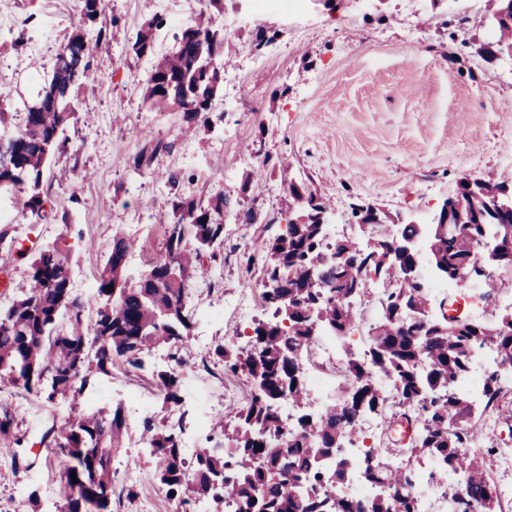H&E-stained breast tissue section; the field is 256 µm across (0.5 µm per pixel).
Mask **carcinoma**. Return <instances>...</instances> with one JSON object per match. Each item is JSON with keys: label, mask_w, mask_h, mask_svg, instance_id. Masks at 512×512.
I'll use <instances>...</instances> for the list:
<instances>
[{"label": "carcinoma", "mask_w": 512, "mask_h": 512, "mask_svg": "<svg viewBox=\"0 0 512 512\" xmlns=\"http://www.w3.org/2000/svg\"><path fill=\"white\" fill-rule=\"evenodd\" d=\"M488 11L498 39L480 52L512 56V0H489ZM162 25L155 16L141 26L132 42L136 54L153 50ZM223 47L224 37L199 18L184 29L177 50L156 65L146 100L160 109H179L191 132L209 126L224 68ZM90 53L84 36L74 35L56 55L24 124L0 133V188L16 189L15 206L26 220L36 221L45 211L43 171L62 150L59 131L75 116L72 90L88 71ZM510 200L512 184L505 180L463 178L448 225L432 224L424 231L419 224H401L394 235L330 242L327 227L315 221L326 208L322 198L304 182L284 186L285 229L259 237L246 259L248 270L263 265L270 283L263 299L275 320H257L245 344L234 349L218 344L212 352L224 370L248 377L249 405L229 422L215 424L218 441L198 449L191 467L181 456L175 427H161L151 418L144 423L141 439L161 460L156 478L172 499L181 504L207 499L209 512H226L230 505L235 512H418L411 472L391 468L370 453L356 463L344 451L359 437L361 417L385 409L390 385L397 404L418 403L424 410L402 452L428 455L461 480L448 497V512H473L475 506L479 512H504L485 457L465 451L480 430L459 384L479 345L493 347L500 361L512 366V311L493 323L460 314L432 320L428 285L417 288L403 272L416 257L407 246L419 240L430 265L452 283L465 281L478 264L512 272V222L505 223L499 209ZM171 206L173 221L163 228L166 256L146 272L133 277L127 271L134 241L120 235L112 239L97 280L94 321L85 316L90 303L70 288L69 254L56 246L34 253L29 290L0 309V384L44 394L49 401L65 398L75 407L55 440L67 461L64 512H112L115 473L109 459L124 445V419L119 407L81 409L79 398L91 374L117 361L143 371L147 354L165 345L169 365L152 369V376L164 402H178L194 324L192 284L203 270V257L224 244V225L212 214L232 211L244 224L260 221L254 210L222 195L207 206L178 198ZM260 222L268 230L279 217L267 215ZM373 273L392 277V288L369 328L365 359L347 361L351 383L342 387V398L314 416L306 412L297 358L319 332L345 334L357 319V302L369 296L365 281ZM485 389L488 405L511 419L512 401L496 376L487 377ZM284 402L295 410L290 433L281 429ZM351 476L385 484L390 493L366 498L326 493L325 486L342 485Z\"/></svg>", "instance_id": "carcinoma-1"}]
</instances>
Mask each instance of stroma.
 Here are the masks:
<instances>
[{"mask_svg": "<svg viewBox=\"0 0 512 512\" xmlns=\"http://www.w3.org/2000/svg\"><path fill=\"white\" fill-rule=\"evenodd\" d=\"M104 5L105 32L84 19L82 0H0V87L10 91L0 102L4 127L22 124L73 34L93 49L73 88L76 116L60 133L64 151L43 173L44 220L24 221L12 189L0 190V230L35 249H67L77 296L93 298L114 236L136 240L127 264L147 270L148 256L165 250L161 228L177 197L205 205L221 194L263 214L280 207L284 184L302 180L326 199L344 235L357 237L356 206L429 224L462 176L512 178V58L478 52L495 37L487 0L462 30L452 20L460 0H312L304 11L292 0L264 9L255 0ZM202 11L225 32L232 63L221 73L210 129L188 135L182 113L153 108L144 91ZM410 13L415 35L403 23ZM156 15L164 25L154 50L136 55L131 38ZM260 32L267 43L257 49ZM218 221L224 244L193 285L196 324L179 403H163L150 371L121 365L93 373L80 398L99 407L136 395L155 423L181 427L190 462L210 436L196 428L200 409L225 417V388L252 390L246 376L225 373L211 349L238 343L266 314L263 270L245 267L262 225L228 212ZM28 285V258L0 247V307ZM246 287L255 302L250 314L228 305ZM0 408L13 418L12 436H0V512H62L68 486L48 435L60 426L57 403L0 385ZM473 418L498 450L489 472L499 477L502 456L512 457V421L478 409ZM141 432L126 422L125 445L112 455L118 482L137 486L135 497L113 501L112 512H185L156 481L159 460L145 453Z\"/></svg>", "mask_w": 512, "mask_h": 512, "instance_id": "obj_1", "label": "stroma"}]
</instances>
